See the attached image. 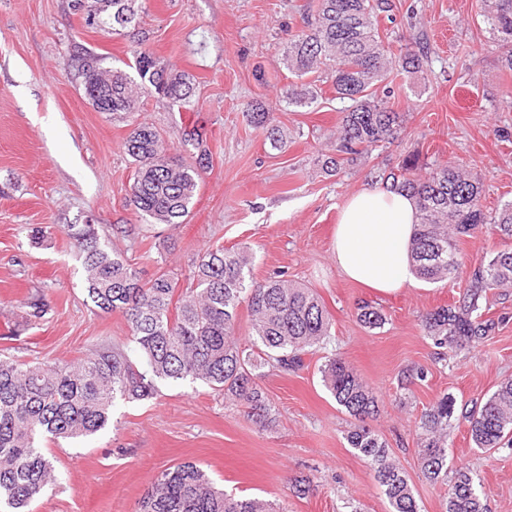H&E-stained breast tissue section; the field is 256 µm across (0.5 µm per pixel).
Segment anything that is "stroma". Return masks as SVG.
Wrapping results in <instances>:
<instances>
[{
	"mask_svg": "<svg viewBox=\"0 0 512 512\" xmlns=\"http://www.w3.org/2000/svg\"><path fill=\"white\" fill-rule=\"evenodd\" d=\"M388 2L377 15L384 45L396 53L423 46L427 54L420 71L390 85L402 119L394 138L328 173L322 163L336 153L347 102L322 77L311 105L283 100L294 81L288 42L317 0H144L136 27L119 34L87 25L71 0H0V360L66 364L101 343L133 347L122 313L94 309L88 299L63 225H98L135 257L142 277L161 268L181 289L211 249L250 247L255 280L281 274L321 297L332 323L328 351L378 396L380 412L369 426L405 471L421 512H444L448 487L422 475L416 424L442 396L463 412L512 377V291L491 301L502 320L492 339L442 352L421 317L457 300V289L420 280L390 295L362 287L339 273L333 234L346 200L373 184V168L406 156L422 167L470 170L485 212L512 200V71L481 0ZM138 40L190 78L197 114L154 93L141 95L131 117L96 111L87 100L83 59L127 69ZM255 105L274 112L279 145L249 123ZM137 121L199 168L183 223H143L130 202L134 166L124 142ZM193 121L202 141L187 146L182 132ZM116 225L134 232L113 235ZM35 294L49 313L4 338L7 326L24 323ZM362 302L380 308L382 328L359 322ZM318 365L310 354L301 369L267 371L261 385L277 414L267 429L198 381H160L153 398L117 402L105 430L50 444L57 480L31 512H136L155 476L187 461L202 464L226 492L273 502L281 512H390L373 468L347 444L351 419L324 388ZM417 367L427 378L401 387L402 371ZM448 443L449 464L479 475L489 512H512V448L477 450L463 419ZM302 477L311 487L301 496L293 485Z\"/></svg>",
	"mask_w": 512,
	"mask_h": 512,
	"instance_id": "obj_1",
	"label": "stroma"
}]
</instances>
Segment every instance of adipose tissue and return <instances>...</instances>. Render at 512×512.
I'll return each mask as SVG.
<instances>
[{
	"instance_id": "ef3b65f1",
	"label": "adipose tissue",
	"mask_w": 512,
	"mask_h": 512,
	"mask_svg": "<svg viewBox=\"0 0 512 512\" xmlns=\"http://www.w3.org/2000/svg\"><path fill=\"white\" fill-rule=\"evenodd\" d=\"M417 211L405 193L368 187L345 203L334 257L341 274L381 294L411 283L410 242Z\"/></svg>"
}]
</instances>
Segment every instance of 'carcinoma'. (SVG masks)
<instances>
[{
  "instance_id": "obj_1",
  "label": "carcinoma",
  "mask_w": 512,
  "mask_h": 512,
  "mask_svg": "<svg viewBox=\"0 0 512 512\" xmlns=\"http://www.w3.org/2000/svg\"><path fill=\"white\" fill-rule=\"evenodd\" d=\"M98 22L115 29L123 13L136 26L141 0H107ZM483 17L499 41L512 47V0H483ZM383 0H318L313 17L288 44L286 62L295 77L325 74L336 96L350 106L336 127V151L354 161L392 138L400 113L375 98L373 88L394 72L420 69L422 57L385 50L376 27ZM137 77L118 69L82 67L83 91L100 112L131 114L139 95L155 93L169 105L195 111V89L182 73L160 62L152 52L133 47ZM290 104L307 105L315 95L292 85ZM250 122L272 145L282 141L274 113L258 106ZM135 166L131 203L146 223L180 224L190 214L199 172L171 157L160 133L137 124L124 142ZM382 184L401 189L416 201L418 224L411 243L414 271L429 283L456 285L464 263L458 242L485 224L500 239L512 241V201L490 218L483 209L481 188L472 174L452 166L418 169L412 157L378 172ZM86 272V290L103 312L119 311L132 332L139 360L120 346L101 344L85 358L66 365L0 361V509L29 512L31 503L56 481L55 467L42 444L58 439L87 438L105 429L116 401L144 400L154 395L155 381L204 382L224 393V400L246 409L261 428L272 422L274 408L259 384L265 369L294 371L304 356L327 345L331 318L311 289L286 280L256 282L247 249L218 247L192 272L189 287L160 270L139 276L131 257L110 246L93 224L64 226ZM512 287V247L492 251L470 266L458 300L422 317L427 338L437 348L474 347L498 330L500 318L488 315L489 294ZM251 317L250 346L235 338L238 311ZM27 316L49 311L40 295L30 297ZM357 317L373 330L385 324L381 311L358 307ZM322 382L337 405L354 418L345 439L367 460L391 512H420L408 478L392 458L388 445L366 424L379 412L373 389L342 357H325ZM476 448L512 447V378L486 401L465 414ZM456 420V401L444 395L417 423L419 465L426 480L448 485L445 512H485L480 479L466 467L448 469V429ZM138 512H273L257 498L224 493L193 462L162 471L139 503Z\"/></svg>"
}]
</instances>
